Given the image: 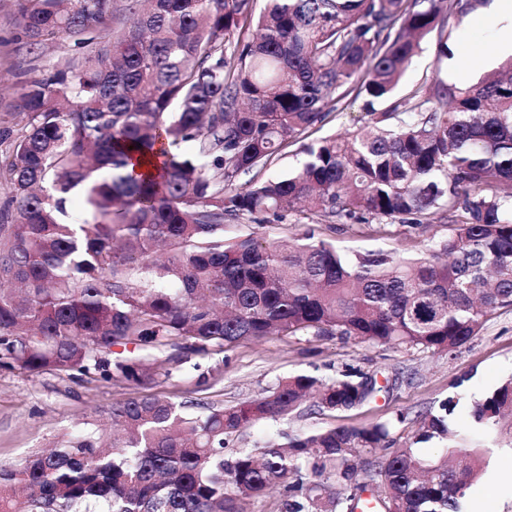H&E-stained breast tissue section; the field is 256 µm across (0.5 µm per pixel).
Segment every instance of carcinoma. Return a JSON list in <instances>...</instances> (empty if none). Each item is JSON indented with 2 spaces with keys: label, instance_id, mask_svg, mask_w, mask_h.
Instances as JSON below:
<instances>
[{
  "label": "carcinoma",
  "instance_id": "cac0c4a2",
  "mask_svg": "<svg viewBox=\"0 0 512 512\" xmlns=\"http://www.w3.org/2000/svg\"><path fill=\"white\" fill-rule=\"evenodd\" d=\"M30 52L65 32L81 56L25 81L0 129V369L151 387L170 349L207 356L241 340L340 336L459 348L512 306V59L476 83L417 86L385 110L404 65L448 17L484 0H16ZM365 98L350 139L303 143L284 177L241 184ZM159 160L152 177L125 173ZM78 191L84 216L68 220ZM327 218L414 222L448 210L428 255L349 258L309 231L225 239L227 223ZM376 392L351 372L297 374L245 406L151 393L103 410L0 467V512H461L480 444L449 426L457 402L416 416L390 449L385 423L272 435L224 454L259 421L309 401L348 411ZM512 425V379L472 407ZM444 443L424 456L417 445Z\"/></svg>",
  "mask_w": 512,
  "mask_h": 512
}]
</instances>
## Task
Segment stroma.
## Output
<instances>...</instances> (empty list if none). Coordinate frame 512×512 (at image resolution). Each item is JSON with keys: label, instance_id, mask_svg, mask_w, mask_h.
Here are the masks:
<instances>
[{"label": "stroma", "instance_id": "35a3bbf8", "mask_svg": "<svg viewBox=\"0 0 512 512\" xmlns=\"http://www.w3.org/2000/svg\"><path fill=\"white\" fill-rule=\"evenodd\" d=\"M479 18L476 12L461 20L452 18L445 28L449 46L461 48L470 61L468 67L438 68V38L430 36L408 63L393 102L405 101L413 88L437 77L450 83H473L494 72L507 55L499 48L497 31L480 25ZM21 34L15 0H0V93L8 99L23 81L44 76L57 63L77 55L64 34L48 44L42 55L27 53ZM365 118L363 99L350 97L337 104L335 112L313 127L308 137H344ZM310 229L349 255L384 250L411 256L427 253L446 239L450 225L444 211L427 216L420 227L396 220L360 224L352 219L292 211L283 221L271 224L227 225L224 235L291 238ZM173 358L176 369L171 376L160 377L154 391L175 401L243 406L284 377L308 374L330 380L348 370L371 376L382 387L374 398L349 411L321 413L306 407L278 426L267 422L247 425L231 437L230 448L254 446L278 429L296 435L333 425L364 427L376 422L389 423L392 438L401 442L414 431L413 419L418 412L438 406L451 395L459 400L452 429L470 430L474 402L512 377V308L497 311L477 336L450 353L392 349L337 336H274L262 342L244 339L206 361L214 374L205 385L197 382L199 356L184 349ZM139 393L133 386L78 375L26 376L0 370V464L18 463L80 420L93 418L98 410ZM401 414L406 415V422H398ZM462 512H512V429L502 428L488 438Z\"/></svg>", "mask_w": 512, "mask_h": 512}]
</instances>
